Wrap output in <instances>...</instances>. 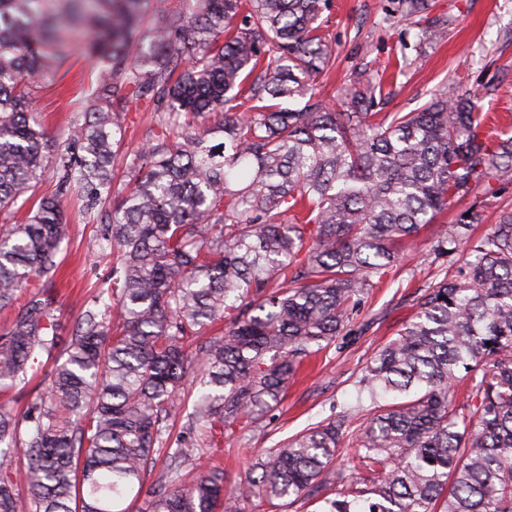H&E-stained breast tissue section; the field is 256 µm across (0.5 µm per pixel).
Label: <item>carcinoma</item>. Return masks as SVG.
I'll use <instances>...</instances> for the list:
<instances>
[{
  "label": "carcinoma",
  "instance_id": "carcinoma-1",
  "mask_svg": "<svg viewBox=\"0 0 512 512\" xmlns=\"http://www.w3.org/2000/svg\"><path fill=\"white\" fill-rule=\"evenodd\" d=\"M142 30L147 0H0V394L55 358L22 431L0 407V512H266L299 499L321 512H512V210L484 237L478 210L442 224L435 258H458L367 363V420L337 466L345 421L332 418L257 457L231 490L198 458L216 437L260 432L300 363L330 347L355 306L398 262V245L452 203L512 178V137L484 132L471 97L382 114L380 77L358 72L339 103L314 83L335 65L323 28L330 0H182ZM433 0H395L396 17L443 35ZM90 30L101 70L52 144L31 95L68 32ZM143 101L155 127L126 152L130 189L112 197L124 107ZM250 103L242 108V102ZM215 114L205 124L200 118ZM54 193H26L47 165ZM104 220L109 303L61 340L53 276L68 238L63 201ZM112 209H106L107 203ZM24 300H19V297ZM224 321L221 336H207ZM199 385L194 447L166 455L150 486L176 398ZM22 450L26 463H4ZM341 499L328 498L336 484ZM25 485L27 495L17 493Z\"/></svg>",
  "mask_w": 512,
  "mask_h": 512
}]
</instances>
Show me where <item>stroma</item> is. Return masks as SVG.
I'll return each mask as SVG.
<instances>
[{
	"mask_svg": "<svg viewBox=\"0 0 512 512\" xmlns=\"http://www.w3.org/2000/svg\"><path fill=\"white\" fill-rule=\"evenodd\" d=\"M324 33L337 52L336 67L321 78L317 93L333 101L352 70H387L388 112H411L434 94L452 90L479 99L501 137L512 136V0H434L435 13L447 16L444 37L419 43L410 22L392 25L382 18L390 0H330ZM67 76L47 70L32 101V110L50 141L68 134V118L94 81V61L73 53ZM497 192H476L451 208L456 221L472 206H480L484 220L479 233L497 223L502 209L512 207V180L496 185ZM70 226L68 240L57 259L54 277L60 298L57 317L62 338H70L82 314L92 307L110 276L111 263L98 256L102 241L96 223L86 221L78 203L64 204ZM431 229L421 231L417 244H403L398 271L370 289L352 313L347 327L329 348L314 357L285 398L266 418V432L242 430L225 437L217 453L224 463V482L244 477L259 450L278 447L327 418L348 416L351 432L363 421L357 413L358 381L367 362L414 314L434 280L439 263L430 247Z\"/></svg>",
	"mask_w": 512,
	"mask_h": 512,
	"instance_id": "1",
	"label": "stroma"
}]
</instances>
